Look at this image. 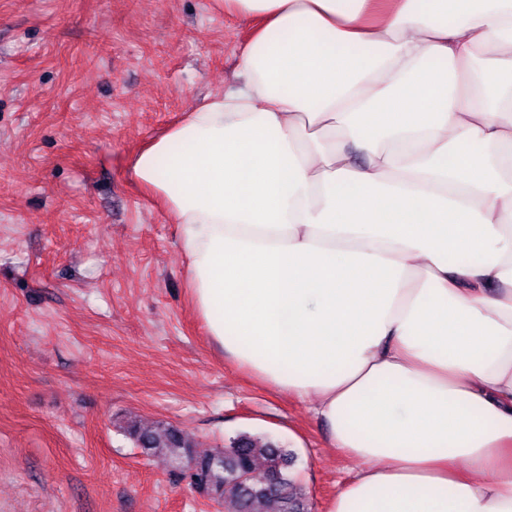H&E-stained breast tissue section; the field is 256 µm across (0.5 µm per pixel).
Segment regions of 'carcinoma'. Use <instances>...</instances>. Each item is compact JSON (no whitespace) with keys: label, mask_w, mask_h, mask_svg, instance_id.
<instances>
[{"label":"carcinoma","mask_w":512,"mask_h":512,"mask_svg":"<svg viewBox=\"0 0 512 512\" xmlns=\"http://www.w3.org/2000/svg\"><path fill=\"white\" fill-rule=\"evenodd\" d=\"M143 452L161 457L200 496L224 503V512H310L289 468L291 452L271 439L240 433L214 452L198 454L184 430L162 423L152 429L127 426Z\"/></svg>","instance_id":"obj_1"}]
</instances>
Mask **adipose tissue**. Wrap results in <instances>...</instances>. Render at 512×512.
<instances>
[{"instance_id":"ef3b65f1","label":"adipose tissue","mask_w":512,"mask_h":512,"mask_svg":"<svg viewBox=\"0 0 512 512\" xmlns=\"http://www.w3.org/2000/svg\"><path fill=\"white\" fill-rule=\"evenodd\" d=\"M135 155L211 343L361 464L328 512H512V0H224Z\"/></svg>"}]
</instances>
